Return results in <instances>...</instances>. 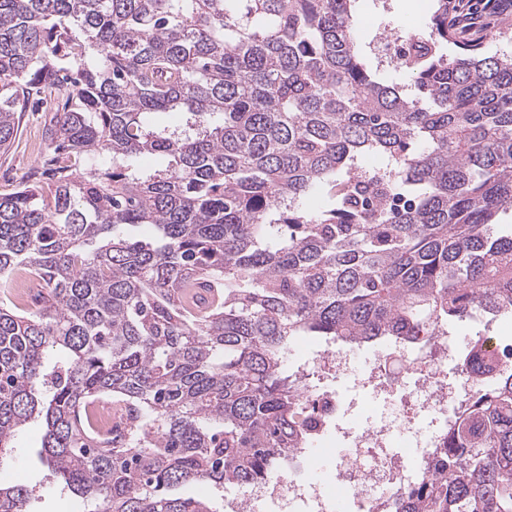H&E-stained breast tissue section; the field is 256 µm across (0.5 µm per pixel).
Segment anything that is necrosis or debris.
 <instances>
[{
  "label": "necrosis or debris",
  "mask_w": 512,
  "mask_h": 512,
  "mask_svg": "<svg viewBox=\"0 0 512 512\" xmlns=\"http://www.w3.org/2000/svg\"><path fill=\"white\" fill-rule=\"evenodd\" d=\"M459 355L449 335L399 340L362 364L349 348L323 343L307 360L311 381L301 397L315 407L303 420L315 453L338 450L331 474L312 473L310 453L299 449L285 476L225 498L224 512H261L268 503L277 512H387L397 495L421 484V460L441 447L464 400L512 367L494 336L478 350L486 373L461 365Z\"/></svg>",
  "instance_id": "1"
}]
</instances>
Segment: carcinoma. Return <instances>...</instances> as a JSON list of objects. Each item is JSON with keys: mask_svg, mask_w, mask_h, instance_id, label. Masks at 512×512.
<instances>
[{"mask_svg": "<svg viewBox=\"0 0 512 512\" xmlns=\"http://www.w3.org/2000/svg\"><path fill=\"white\" fill-rule=\"evenodd\" d=\"M359 2L0 0V151L28 102L53 112L45 172L0 192V288L16 270L42 287L33 310L0 302V455L40 421L93 512H218L168 491L245 488L310 445L298 339L512 310V54L485 51L512 16L435 0L403 38L405 83L368 61ZM105 396L111 435L86 415ZM422 468L391 512H512V371ZM32 495L0 483V512Z\"/></svg>", "mask_w": 512, "mask_h": 512, "instance_id": "obj_1", "label": "carcinoma"}]
</instances>
